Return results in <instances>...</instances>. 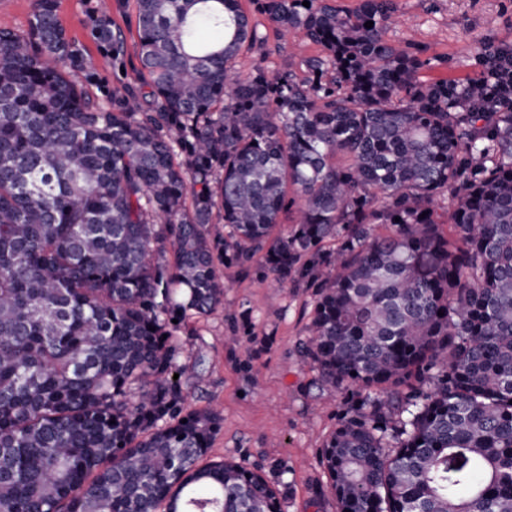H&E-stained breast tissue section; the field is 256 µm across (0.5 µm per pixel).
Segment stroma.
<instances>
[{
	"label": "stroma",
	"instance_id": "obj_1",
	"mask_svg": "<svg viewBox=\"0 0 512 512\" xmlns=\"http://www.w3.org/2000/svg\"><path fill=\"white\" fill-rule=\"evenodd\" d=\"M398 21L386 33L393 42L414 43L436 60L423 80L467 82L478 78L477 53L487 40L512 42V0H398ZM59 16L86 59L74 78L91 97L111 103L118 79L133 84L141 103L150 88L137 81V24L134 0H59ZM265 44L237 59L240 71L255 63L268 70H299L300 60L318 47L277 39L265 15L252 13ZM121 30L122 60L94 38L100 22ZM224 306L187 319L173 333L181 364L196 376L183 377L182 389L193 408L221 411L224 423L214 437L209 459L234 457L261 468L283 485L282 512H336L326 494L321 449L336 427L343 394L321 386L318 373L297 351L307 338L315 296L312 289L275 287L260 265L220 268ZM237 336L229 344L228 336Z\"/></svg>",
	"mask_w": 512,
	"mask_h": 512
}]
</instances>
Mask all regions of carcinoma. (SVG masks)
Returning a JSON list of instances; mask_svg holds the SVG:
<instances>
[{"instance_id":"1","label":"carcinoma","mask_w":512,"mask_h":512,"mask_svg":"<svg viewBox=\"0 0 512 512\" xmlns=\"http://www.w3.org/2000/svg\"><path fill=\"white\" fill-rule=\"evenodd\" d=\"M250 5L320 48L303 75L236 69L264 42L241 0H135L150 112L71 79L57 0L0 28V512H281L203 463L224 418L174 379L220 260L315 290L338 512H512V43L427 82L397 0Z\"/></svg>"}]
</instances>
